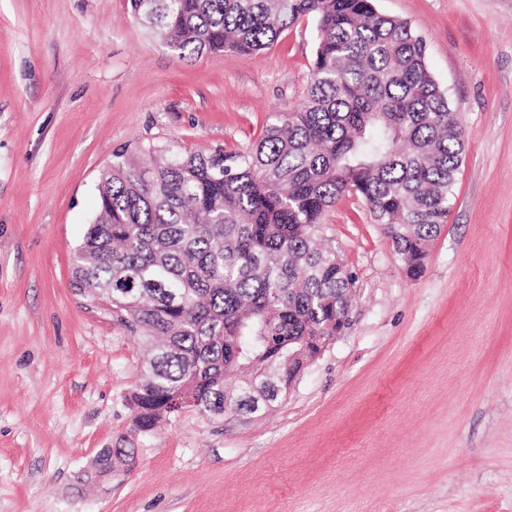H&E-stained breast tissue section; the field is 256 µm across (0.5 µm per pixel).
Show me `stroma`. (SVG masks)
<instances>
[{"mask_svg": "<svg viewBox=\"0 0 512 512\" xmlns=\"http://www.w3.org/2000/svg\"><path fill=\"white\" fill-rule=\"evenodd\" d=\"M374 5L426 38L465 132L425 272L343 197V333L269 410L142 433L141 340L72 286L100 174L126 145H253L302 100L316 22L182 59L128 0H0V512H512V0ZM103 448L133 470L99 476ZM136 452L133 448H103L97 459L99 474L108 475L116 463L132 470L136 462Z\"/></svg>", "mask_w": 512, "mask_h": 512, "instance_id": "35a3bbf8", "label": "stroma"}]
</instances>
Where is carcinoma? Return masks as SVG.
Wrapping results in <instances>:
<instances>
[{"mask_svg":"<svg viewBox=\"0 0 512 512\" xmlns=\"http://www.w3.org/2000/svg\"><path fill=\"white\" fill-rule=\"evenodd\" d=\"M182 58L254 55L302 17L316 21L301 105L251 147L121 148L101 173L97 213L73 287L143 338L148 369L130 395L140 432L183 407L210 415L269 408L347 326L354 279L326 243L345 195L386 228L406 274L425 270L446 223L465 135L432 74L426 39L373 0H129ZM277 373L256 372L269 359ZM104 448L98 472L131 469Z\"/></svg>","mask_w":512,"mask_h":512,"instance_id":"carcinoma-1","label":"carcinoma"}]
</instances>
